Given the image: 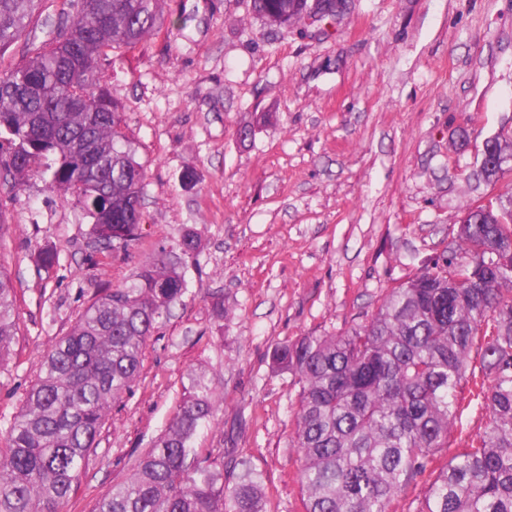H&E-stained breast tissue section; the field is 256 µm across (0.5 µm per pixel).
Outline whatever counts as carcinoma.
<instances>
[{"instance_id":"obj_1","label":"carcinoma","mask_w":512,"mask_h":512,"mask_svg":"<svg viewBox=\"0 0 512 512\" xmlns=\"http://www.w3.org/2000/svg\"><path fill=\"white\" fill-rule=\"evenodd\" d=\"M38 0H0V51L25 32ZM79 13L26 62L0 71V164L24 177L45 167L48 189L73 194L104 249L139 239L146 177L122 130V106L99 63L163 23L161 0H78ZM279 27L312 15L308 0H253ZM198 237L160 246L137 278L108 288L44 356L38 383L0 435V512H64L106 413L139 376L143 348L187 291L182 258ZM512 187L468 211L457 246L393 288L350 333L301 336L275 347L271 369L300 385L293 447L305 512H396L429 474L417 512H512ZM19 329L11 275L0 264V370ZM481 370L469 369L472 349ZM485 411L482 434L448 450L461 393ZM216 412L203 373L191 377L168 428L97 512H264L253 470L234 484L224 463L193 456Z\"/></svg>"}]
</instances>
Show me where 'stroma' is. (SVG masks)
Masks as SVG:
<instances>
[{
  "instance_id": "obj_1",
  "label": "stroma",
  "mask_w": 512,
  "mask_h": 512,
  "mask_svg": "<svg viewBox=\"0 0 512 512\" xmlns=\"http://www.w3.org/2000/svg\"><path fill=\"white\" fill-rule=\"evenodd\" d=\"M161 7L162 28L100 70L146 171L139 240L101 248L74 197L47 191L48 174L19 186L0 176V264L19 314L0 430L93 299L191 228L187 292L148 339L65 510L96 512L129 477L196 370L217 406L198 457L223 456L232 478L246 466L260 474L266 512H304L291 446L300 387L272 373L271 352L367 324L392 288L456 245L469 208L499 193L479 168L485 142L512 134V0H350L335 20L287 28L251 0ZM77 14L70 0H42L0 70ZM50 246L59 258L45 271L35 258Z\"/></svg>"
}]
</instances>
